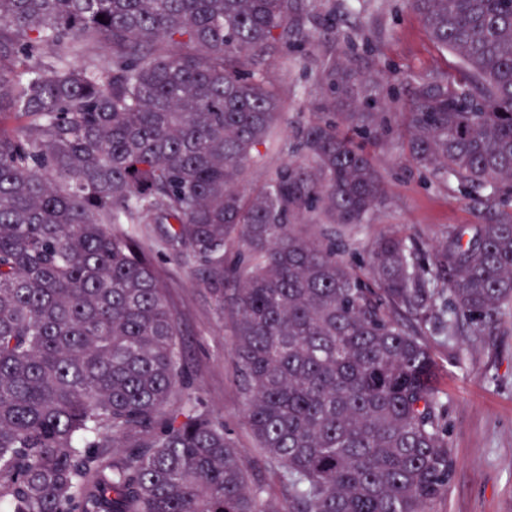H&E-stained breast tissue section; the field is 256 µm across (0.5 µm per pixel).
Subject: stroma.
Segmentation results:
<instances>
[{"instance_id": "obj_1", "label": "stroma", "mask_w": 512, "mask_h": 512, "mask_svg": "<svg viewBox=\"0 0 512 512\" xmlns=\"http://www.w3.org/2000/svg\"><path fill=\"white\" fill-rule=\"evenodd\" d=\"M304 29L322 38L312 54L292 48L275 61L284 120L254 168L255 186L298 159V132L322 96L324 71L335 62L353 60L360 72L378 78L384 95L394 85L386 71L390 64L412 82L434 74L461 75L457 58L431 41L404 0H318ZM388 122L391 133L370 148L388 182V199L371 224L347 236L350 258L364 257L372 237L384 229L399 231L430 254L448 228L478 221L479 204L463 197L455 181L418 171L407 159L398 117L389 116ZM155 256L176 311L194 395L223 420L251 482L264 487L263 512H286L279 468L259 451L246 418L231 314L200 285L192 260L160 249ZM432 352L454 471L447 494L431 504L430 512H512V319L479 333L460 325L455 336L435 338Z\"/></svg>"}]
</instances>
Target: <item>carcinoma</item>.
Returning a JSON list of instances; mask_svg holds the SVG:
<instances>
[{
	"label": "carcinoma",
	"instance_id": "carcinoma-1",
	"mask_svg": "<svg viewBox=\"0 0 512 512\" xmlns=\"http://www.w3.org/2000/svg\"><path fill=\"white\" fill-rule=\"evenodd\" d=\"M313 2L0 0V512H261L189 390L152 238L235 316L288 512H428L448 492L428 335L512 310V0H406L463 77L382 100L336 63L302 161L249 190L281 117L274 62L319 42L298 26ZM384 108L418 169L490 204L428 261L394 233L344 257L387 199L365 149Z\"/></svg>",
	"mask_w": 512,
	"mask_h": 512
}]
</instances>
